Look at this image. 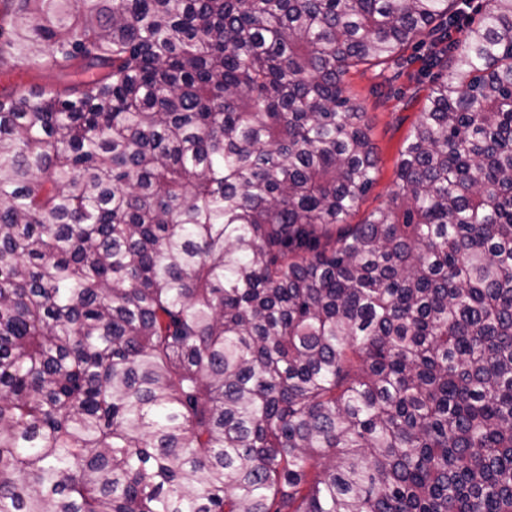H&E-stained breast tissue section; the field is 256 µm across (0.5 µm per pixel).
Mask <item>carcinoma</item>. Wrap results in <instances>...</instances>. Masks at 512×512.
<instances>
[{"label": "carcinoma", "instance_id": "1", "mask_svg": "<svg viewBox=\"0 0 512 512\" xmlns=\"http://www.w3.org/2000/svg\"><path fill=\"white\" fill-rule=\"evenodd\" d=\"M424 46L352 224L344 76ZM40 58L65 93L0 100V512H512V0H0V67Z\"/></svg>", "mask_w": 512, "mask_h": 512}]
</instances>
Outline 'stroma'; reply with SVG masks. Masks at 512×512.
<instances>
[{"instance_id":"obj_1","label":"stroma","mask_w":512,"mask_h":512,"mask_svg":"<svg viewBox=\"0 0 512 512\" xmlns=\"http://www.w3.org/2000/svg\"><path fill=\"white\" fill-rule=\"evenodd\" d=\"M407 55L411 62L403 69L369 66L350 71L344 79L346 96L365 114L379 159L376 181L355 215L359 221L397 191L400 152L432 85L433 75L424 68L422 51L411 48ZM0 69L8 75L7 80H0V98L20 87L36 91L65 85L56 70L45 66L27 68L8 63Z\"/></svg>"}]
</instances>
